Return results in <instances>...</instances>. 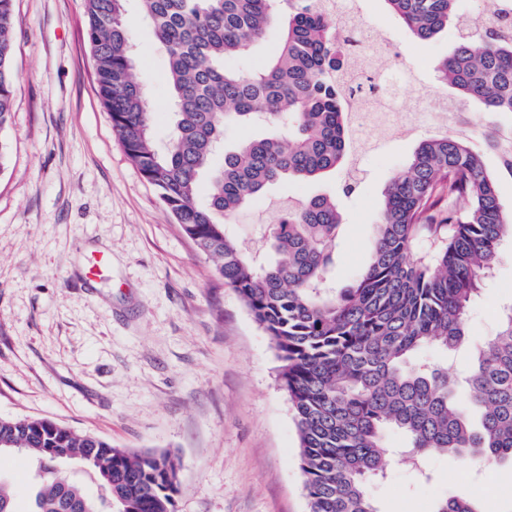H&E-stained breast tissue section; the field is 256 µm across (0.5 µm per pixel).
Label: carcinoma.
I'll list each match as a JSON object with an SVG mask.
<instances>
[{
	"instance_id": "obj_1",
	"label": "carcinoma",
	"mask_w": 512,
	"mask_h": 512,
	"mask_svg": "<svg viewBox=\"0 0 512 512\" xmlns=\"http://www.w3.org/2000/svg\"><path fill=\"white\" fill-rule=\"evenodd\" d=\"M13 2L0 0V131L18 81ZM125 2L86 0L100 97L127 156L277 350L309 512H379L367 485L384 475L389 431L407 439L417 468L432 453L512 464V305L496 335L475 347L466 400L448 369L416 360L425 347L465 342V315L512 237V212L498 195V175L512 178V127L482 130L497 175L463 132L423 140L384 190L366 267L338 290L336 196L289 205L270 227L269 256L246 250L224 220L272 186L348 168L350 113L361 97L387 95L373 77L342 79L352 74L356 39L327 24L318 0H139L168 63L174 120L162 148L133 79ZM385 2L420 41L454 23L460 37L435 64L438 82L476 112L512 114V30L465 23L460 0ZM274 27L279 46L261 66L229 65ZM227 125L260 134L224 151L216 169ZM0 439L32 459L30 512H174L167 453L128 452L41 418H0ZM434 512L482 510L458 494Z\"/></svg>"
}]
</instances>
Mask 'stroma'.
Segmentation results:
<instances>
[{"mask_svg":"<svg viewBox=\"0 0 512 512\" xmlns=\"http://www.w3.org/2000/svg\"><path fill=\"white\" fill-rule=\"evenodd\" d=\"M379 37L366 53L401 78L391 106L402 119L354 142L359 175L342 195L343 173L277 186L227 223L246 248L265 247L287 199L336 195L342 215L333 278L351 285L366 266L374 220L389 180L418 143L444 131L451 97L435 61L457 41L448 29L419 41L383 0H354ZM11 118L0 130V417L45 418L131 452L171 454L176 512H308L293 411L282 362L214 263L183 233L156 189L125 154L94 75L84 0H14ZM135 80L147 91L154 136L172 124L167 60L138 0H127ZM108 273L86 277L89 259ZM512 302V247H503L471 306L467 342L495 335ZM421 478L390 460L368 487L380 512H433L460 492L483 512H512V465L463 466L430 456ZM20 512L33 487L20 453L0 456Z\"/></svg>","mask_w":512,"mask_h":512,"instance_id":"1","label":"stroma"}]
</instances>
